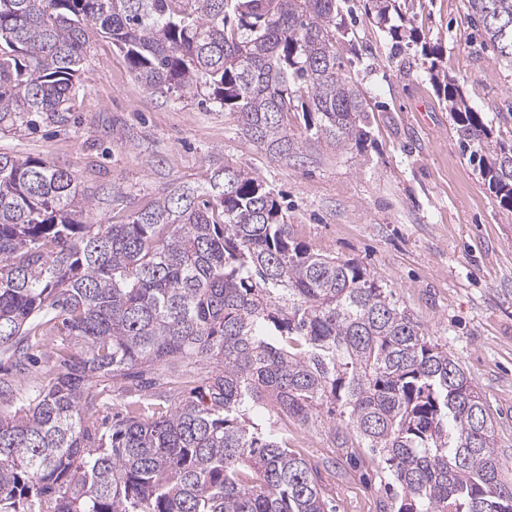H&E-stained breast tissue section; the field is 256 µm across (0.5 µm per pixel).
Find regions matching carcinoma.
<instances>
[{
	"label": "carcinoma",
	"instance_id": "cac0c4a2",
	"mask_svg": "<svg viewBox=\"0 0 512 512\" xmlns=\"http://www.w3.org/2000/svg\"><path fill=\"white\" fill-rule=\"evenodd\" d=\"M388 24L395 0H367ZM481 44L512 63V0H466ZM336 0H0V130L68 122L90 39L124 54L150 94L205 93L270 157H299L288 113L338 149L368 137L336 46ZM470 159L512 209V143L422 47ZM212 199L180 187L95 224L75 175L0 152V356L17 374L57 327L49 383L0 379V512H335L288 422L341 409L395 484L393 512H512L491 405L448 346L378 276L294 237L251 173ZM216 363L193 396L97 427L93 383L157 362ZM277 420L265 418L268 411Z\"/></svg>",
	"mask_w": 512,
	"mask_h": 512
}]
</instances>
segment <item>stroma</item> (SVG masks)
<instances>
[{
	"label": "stroma",
	"instance_id": "1",
	"mask_svg": "<svg viewBox=\"0 0 512 512\" xmlns=\"http://www.w3.org/2000/svg\"><path fill=\"white\" fill-rule=\"evenodd\" d=\"M336 40L366 99L370 137L337 149L302 139L299 162L266 155L233 114L191 92L161 98L135 81L123 53L92 38L88 73L67 124L0 133V151L64 167L93 194L94 220L124 224L175 186L205 188L232 166L251 172L288 208L296 238L363 264L392 289L429 336L446 343L490 402L499 453L512 462V211L490 192L456 135L423 44L496 136L512 140V64L482 50L465 0H406L420 43L396 45L365 0H336ZM207 361L160 362L166 399L188 397ZM339 415L319 410L288 438L314 464L336 512H384L389 476L370 449L341 447Z\"/></svg>",
	"mask_w": 512,
	"mask_h": 512
}]
</instances>
